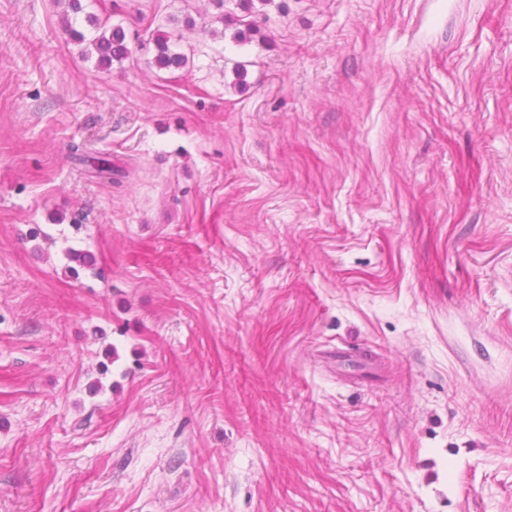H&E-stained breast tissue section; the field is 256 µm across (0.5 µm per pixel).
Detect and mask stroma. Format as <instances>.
I'll return each instance as SVG.
<instances>
[{
    "label": "stroma",
    "mask_w": 512,
    "mask_h": 512,
    "mask_svg": "<svg viewBox=\"0 0 512 512\" xmlns=\"http://www.w3.org/2000/svg\"><path fill=\"white\" fill-rule=\"evenodd\" d=\"M84 5L0 0V512H512V0ZM90 40V45L97 54L98 65L101 67L112 66V61H121L127 54L125 34L120 27L103 30ZM153 40L157 50L155 64L158 68L180 67L187 63V58L184 55L172 52L170 48L172 34L170 32L157 29L153 34Z\"/></svg>",
    "instance_id": "stroma-1"
}]
</instances>
